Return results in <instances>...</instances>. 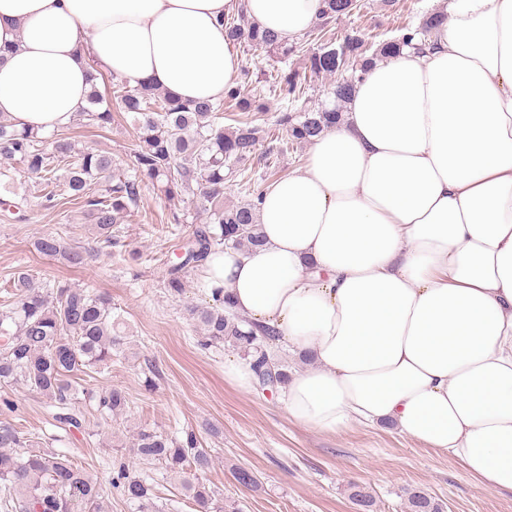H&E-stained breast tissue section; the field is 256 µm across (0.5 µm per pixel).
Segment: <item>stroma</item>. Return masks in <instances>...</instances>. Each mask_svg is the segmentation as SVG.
<instances>
[{"label": "stroma", "mask_w": 512, "mask_h": 512, "mask_svg": "<svg viewBox=\"0 0 512 512\" xmlns=\"http://www.w3.org/2000/svg\"><path fill=\"white\" fill-rule=\"evenodd\" d=\"M438 7L437 0H398L391 9L381 0H360L359 9L337 21L334 30L340 37L359 32L372 43L397 36L400 26L417 27ZM69 133L78 149L109 152L116 170H127L136 139L132 115L104 132L79 117ZM273 147L269 162L254 160L248 166L257 185L268 186L273 177H287L306 163V146L291 143L285 130H274ZM8 169L9 177H0V289L25 267L43 281L106 293L134 340V352L104 371H85L80 380L88 389L127 391L130 404L123 418L88 407L83 426L65 430L54 421L46 399L16 386L0 387V423L39 438L43 449L73 458L103 485L112 461L124 455V442L138 428L194 430L202 447L216 456L208 481L236 512H357L349 498L353 483L371 492L373 512H403L414 489L442 501L445 512H512V491L486 489L461 464L395 429L354 426L318 433L291 420L278 389L244 392L225 381V360L242 354L228 345L198 346L187 309L206 301L200 271L187 273L180 296H170L165 288L183 245L174 215L196 224L207 217L193 195L170 200L144 187L139 209L123 219L121 246L73 268L41 255L34 242L62 224L68 227L69 244L92 242L95 234L84 207L64 196L57 208H43L38 179L18 161ZM237 467L252 471L258 488L239 484L233 476Z\"/></svg>", "instance_id": "obj_1"}]
</instances>
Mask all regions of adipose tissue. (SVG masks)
Listing matches in <instances>:
<instances>
[{"instance_id": "ef3b65f1", "label": "adipose tissue", "mask_w": 512, "mask_h": 512, "mask_svg": "<svg viewBox=\"0 0 512 512\" xmlns=\"http://www.w3.org/2000/svg\"><path fill=\"white\" fill-rule=\"evenodd\" d=\"M244 9L286 45L323 0H0V116L43 132L87 104L92 64L182 100L223 98ZM425 49L355 82L305 167L257 207L262 246L208 284L309 356L282 389L326 434L389 426L512 491V0H446Z\"/></svg>"}]
</instances>
